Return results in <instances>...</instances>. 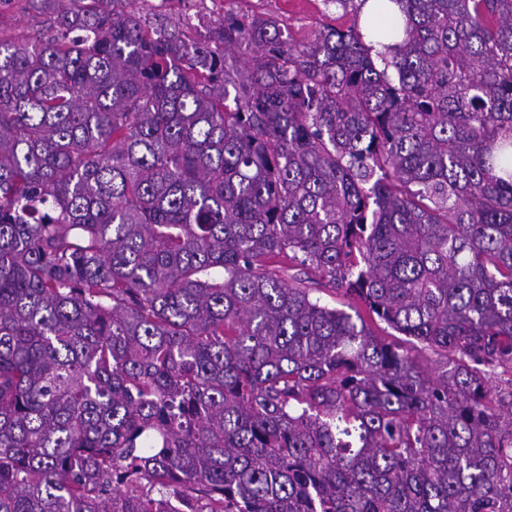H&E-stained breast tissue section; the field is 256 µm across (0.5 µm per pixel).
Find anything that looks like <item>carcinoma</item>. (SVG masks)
<instances>
[{"label": "carcinoma", "mask_w": 512, "mask_h": 512, "mask_svg": "<svg viewBox=\"0 0 512 512\" xmlns=\"http://www.w3.org/2000/svg\"><path fill=\"white\" fill-rule=\"evenodd\" d=\"M131 2L0 38V512H512V0ZM329 0H224V8L214 0H138L134 9L140 14L168 15L184 17L189 15L196 27L192 30L196 36L204 34L211 22L217 21L225 13L238 15L266 14L278 19L284 35L294 44L306 43L325 25H334L340 29L359 26L365 30L361 10H357L359 0L343 10ZM200 20V23H199ZM205 26V27H202ZM309 288H321L312 292L311 296L315 299L320 300V304L326 305L329 308L337 307L345 309L346 311L353 313L349 308L347 298L343 297L339 291L332 290L329 287H324L321 284L307 283L305 284Z\"/></svg>", "instance_id": "cac0c4a2"}]
</instances>
